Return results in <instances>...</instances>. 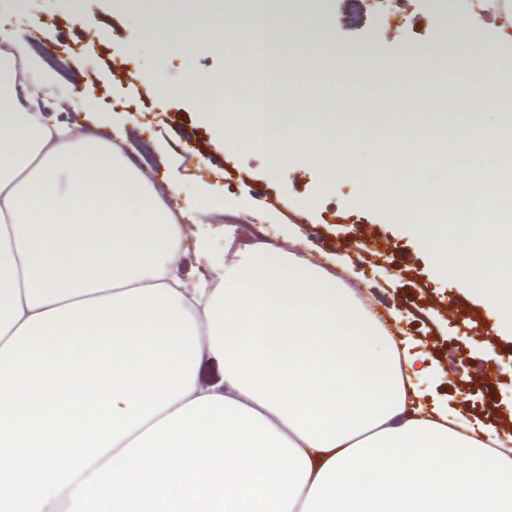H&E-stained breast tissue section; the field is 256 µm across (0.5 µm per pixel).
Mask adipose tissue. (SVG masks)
<instances>
[{
  "label": "adipose tissue",
  "instance_id": "obj_1",
  "mask_svg": "<svg viewBox=\"0 0 512 512\" xmlns=\"http://www.w3.org/2000/svg\"><path fill=\"white\" fill-rule=\"evenodd\" d=\"M165 2L157 61L260 22L261 58L230 81L285 65L270 0L232 23L209 0ZM0 42V512H512V448L427 410L420 355L341 278L302 253L237 244L228 224L223 252L205 232L195 244L218 278L188 284L176 216L206 196L173 212L111 138L48 123L34 106L57 87L27 31L0 29ZM484 64L501 121L451 150L424 119L359 153L326 121L288 123L271 109L282 91L263 84H251L249 111L203 119L229 144L258 145L272 175L302 162L338 180L367 163L432 179L451 162L485 166L512 131V87L497 79L512 50L486 40L454 58L460 71ZM142 82L159 98L207 100L216 87ZM364 201L512 331V179L481 208L470 189L427 196L414 181ZM204 364L218 380L200 378Z\"/></svg>",
  "mask_w": 512,
  "mask_h": 512
}]
</instances>
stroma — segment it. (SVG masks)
<instances>
[{
  "label": "stroma",
  "mask_w": 512,
  "mask_h": 512,
  "mask_svg": "<svg viewBox=\"0 0 512 512\" xmlns=\"http://www.w3.org/2000/svg\"><path fill=\"white\" fill-rule=\"evenodd\" d=\"M78 5L83 18L79 25L70 21L68 0H26L24 11L16 13L0 9V22L28 30L48 73L61 84L94 89L82 113L60 98L42 104L44 116L81 121L84 131L100 135L114 125L124 128L127 152L142 156L141 170L157 189H165L167 180L177 176L185 194L207 189L284 213L319 247L314 262L326 266L332 257L348 258L351 269L343 279L356 295L377 292L385 307L398 311V319L388 324L391 335L418 339L419 352L442 372L423 384L428 402L480 419L500 438L512 434V334L495 330L478 292L441 277L415 237L361 201L363 195L389 191L407 179V172L364 169L334 184L321 166L291 164L268 176L261 150L249 143L229 145L200 121L209 104L155 99L140 79L149 69L163 83L192 75L219 76L252 54L251 42L242 37L220 51L204 45L175 51L158 68L148 28L161 25L162 0H146L138 17L115 10L112 0H79ZM281 8L286 23L278 40L284 53L294 52L300 40L316 46L329 43L383 56L392 70L397 63L390 53L396 46L426 49L445 36L450 52L460 53L478 34L512 39V25L494 13L490 0H405L400 7L394 0H365L355 19L344 0H283ZM334 69L333 57H325L319 67L299 57L293 68L271 79L300 94L299 120L308 123L316 103L331 101L335 94ZM485 81L484 69L462 73L449 60L434 58L419 83L361 76L353 92L364 105L386 112L388 132H406L426 102L437 125L474 133L497 119L482 96ZM461 94L470 97L468 110L443 111L445 99ZM444 177L449 189L471 186L473 202L481 206L491 201L498 175L451 166ZM489 350L496 353V361L489 372L478 371Z\"/></svg>",
  "instance_id": "1"
}]
</instances>
